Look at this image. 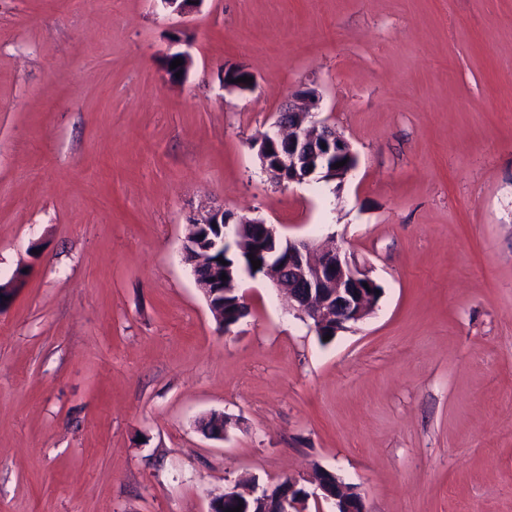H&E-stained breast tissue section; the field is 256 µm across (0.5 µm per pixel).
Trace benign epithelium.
I'll return each mask as SVG.
<instances>
[{"mask_svg":"<svg viewBox=\"0 0 512 512\" xmlns=\"http://www.w3.org/2000/svg\"><path fill=\"white\" fill-rule=\"evenodd\" d=\"M320 97L312 90L299 91L280 112L275 132H263L257 138L258 157L263 170L274 182L304 183L316 173L325 181L343 183L356 167L350 143L325 121L316 120ZM352 162L335 164L344 158ZM223 224L217 237L209 236V226ZM254 234L269 247L260 268L242 263L237 269L222 268L211 259L217 253L230 255L240 250L245 231ZM274 225L259 218L231 220L222 207L195 211L189 220V232L182 241V254L191 266L197 288L205 298L218 326L228 332L234 323L224 320V300L235 298L237 319L248 311L245 297L238 292L242 273L267 278L288 299V309L313 322L321 338L336 335L366 319L377 303L379 289L369 272L334 247L319 249L309 240L286 238L285 247ZM226 280H221V275ZM232 419L215 414V429L206 430L213 439H224ZM313 492L305 490L300 480L287 477L275 485L258 490L236 481L224 488V494L210 502L208 512H224L225 505L242 506V512H305L309 497L333 501L336 512H365L357 487L343 482L336 474L321 470L307 479Z\"/></svg>","mask_w":512,"mask_h":512,"instance_id":"7a95c632","label":"benign epithelium"}]
</instances>
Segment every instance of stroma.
<instances>
[{"label":"stroma","instance_id":"1","mask_svg":"<svg viewBox=\"0 0 512 512\" xmlns=\"http://www.w3.org/2000/svg\"><path fill=\"white\" fill-rule=\"evenodd\" d=\"M304 88L357 155L343 184L261 168ZM205 206L334 238L374 312L324 341L246 276L222 332L181 254ZM14 279L0 512H207L317 468L365 512H512V0H0Z\"/></svg>","mask_w":512,"mask_h":512}]
</instances>
